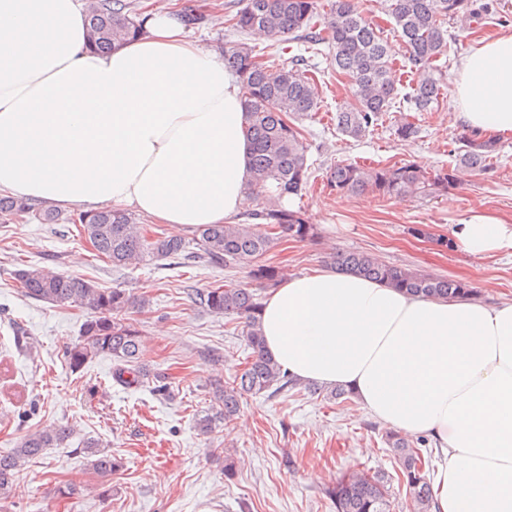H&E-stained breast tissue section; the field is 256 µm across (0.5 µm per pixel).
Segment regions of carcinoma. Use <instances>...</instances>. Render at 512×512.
<instances>
[{
	"label": "carcinoma",
	"mask_w": 512,
	"mask_h": 512,
	"mask_svg": "<svg viewBox=\"0 0 512 512\" xmlns=\"http://www.w3.org/2000/svg\"><path fill=\"white\" fill-rule=\"evenodd\" d=\"M389 10L405 59L420 72V79L407 98L408 109L428 112L444 91V77L436 62L448 51L445 24L451 18L470 16L469 0H390ZM85 14L90 44L100 52L114 50L144 32V21L133 12L129 0H87ZM228 22L241 34L280 39L302 31L313 45L329 43L332 64L336 73L349 79L352 95L351 101L336 112V126L353 139L369 133L382 114L390 111L398 95L392 78L394 45L363 15L358 0H329L325 12L317 0H247ZM224 67L239 79L244 95L245 132L251 145L253 173L248 191L270 186L274 193L266 206L248 214L246 223L197 228L195 244L210 263L226 268L251 263L248 284L207 288L194 297L199 307L213 314L243 320L244 338L250 349L243 371L224 385L212 412L198 420L203 433L232 422L245 394L266 393L274 397L301 386L265 350L259 321L261 291L276 285L280 275L276 266L258 259L277 239L301 240L314 234V225L304 213L285 205V201L302 195L311 178L302 119L318 111L313 78L295 63L277 67L258 59L245 43L224 49ZM458 143L460 147L451 150L455 164L446 169L432 172L414 162L378 167L339 162L327 170L326 185L342 195L371 192L383 198H438L459 186L464 170L485 173L498 151L495 139L477 132L460 136ZM19 213L29 214L41 224L59 221L58 212L46 206L0 197L1 215ZM79 233L117 269L189 255L182 238L152 235L139 218L125 210L79 215ZM331 264L412 294L443 299L476 295L468 283L385 264L363 252L338 251L331 257ZM14 278L21 292L31 299L73 304L90 312L80 341L64 351L71 369L80 370L91 360L107 356L114 363L117 383L138 386L149 382V370L139 362L142 332L126 318V312L143 305V301L123 289L101 288L89 279L44 268H20L14 271ZM68 437L67 427L53 425L27 435L11 452H1L0 495L6 496L13 489V474L21 463L41 455L46 448L61 447ZM389 445L404 478L411 512H433V488L421 449L401 434L390 435ZM97 447L99 443L94 439L84 445L88 454L96 456L90 461L92 471L105 478L112 475L116 463L110 454H95ZM388 483L389 476L383 472H358L343 477L328 490V495L336 512H390Z\"/></svg>",
	"instance_id": "1"
}]
</instances>
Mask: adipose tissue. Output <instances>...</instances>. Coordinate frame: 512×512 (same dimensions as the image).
Instances as JSON below:
<instances>
[{
    "mask_svg": "<svg viewBox=\"0 0 512 512\" xmlns=\"http://www.w3.org/2000/svg\"><path fill=\"white\" fill-rule=\"evenodd\" d=\"M90 48L81 0H0V194L64 210L130 208L174 228L237 222L252 174L240 84L189 40L182 10ZM462 128L512 134V34L456 83ZM462 251L512 250L475 213ZM261 326L288 376L351 389L390 429L443 443L435 512H512V302L411 295L324 268L270 289Z\"/></svg>",
    "mask_w": 512,
    "mask_h": 512,
    "instance_id": "ef3b65f1",
    "label": "adipose tissue"
}]
</instances>
